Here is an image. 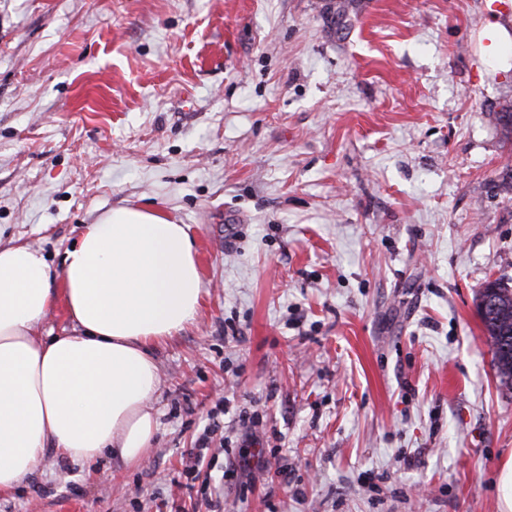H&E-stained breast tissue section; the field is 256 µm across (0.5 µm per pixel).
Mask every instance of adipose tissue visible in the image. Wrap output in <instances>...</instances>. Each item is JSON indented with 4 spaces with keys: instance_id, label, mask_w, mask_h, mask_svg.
<instances>
[{
    "instance_id": "1",
    "label": "adipose tissue",
    "mask_w": 512,
    "mask_h": 512,
    "mask_svg": "<svg viewBox=\"0 0 512 512\" xmlns=\"http://www.w3.org/2000/svg\"><path fill=\"white\" fill-rule=\"evenodd\" d=\"M203 288L185 225L160 211L103 213L61 271L24 243L0 244V496L48 453L135 465L158 423L154 349L196 319ZM63 303L72 327L43 331Z\"/></svg>"
}]
</instances>
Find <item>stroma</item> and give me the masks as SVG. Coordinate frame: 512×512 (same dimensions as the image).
I'll use <instances>...</instances> for the list:
<instances>
[{
  "label": "stroma",
  "mask_w": 512,
  "mask_h": 512,
  "mask_svg": "<svg viewBox=\"0 0 512 512\" xmlns=\"http://www.w3.org/2000/svg\"><path fill=\"white\" fill-rule=\"evenodd\" d=\"M512 0H0V243L186 225L135 467L45 457L0 512H499L477 314L512 279Z\"/></svg>",
  "instance_id": "35a3bbf8"
}]
</instances>
